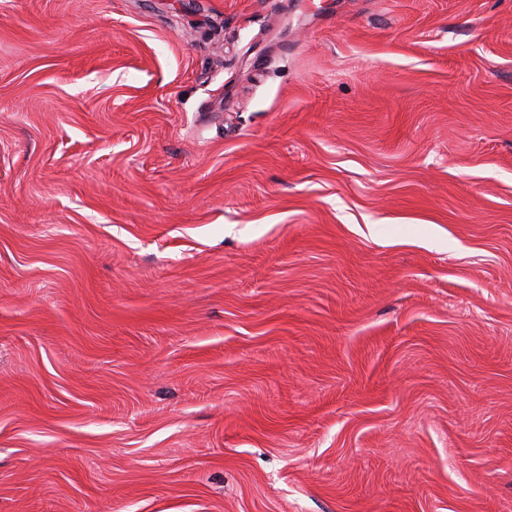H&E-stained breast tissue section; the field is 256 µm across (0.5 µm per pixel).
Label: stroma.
Here are the masks:
<instances>
[{
  "label": "stroma",
  "mask_w": 512,
  "mask_h": 512,
  "mask_svg": "<svg viewBox=\"0 0 512 512\" xmlns=\"http://www.w3.org/2000/svg\"><path fill=\"white\" fill-rule=\"evenodd\" d=\"M0 512H512V0H0Z\"/></svg>",
  "instance_id": "stroma-1"
}]
</instances>
